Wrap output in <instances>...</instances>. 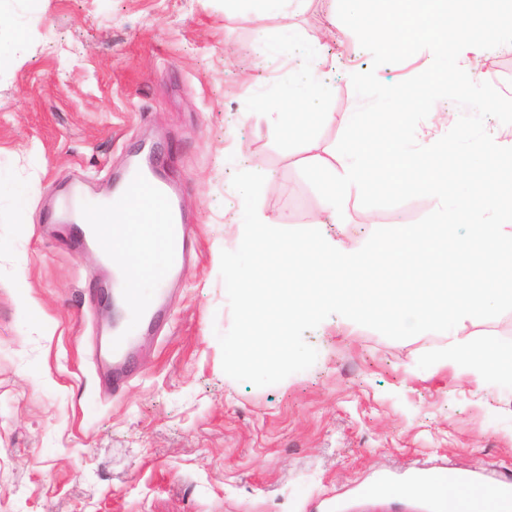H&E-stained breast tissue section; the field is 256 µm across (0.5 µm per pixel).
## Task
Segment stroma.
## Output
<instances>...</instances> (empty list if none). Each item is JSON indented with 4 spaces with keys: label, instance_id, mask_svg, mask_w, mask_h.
I'll return each mask as SVG.
<instances>
[{
    "label": "stroma",
    "instance_id": "obj_1",
    "mask_svg": "<svg viewBox=\"0 0 512 512\" xmlns=\"http://www.w3.org/2000/svg\"><path fill=\"white\" fill-rule=\"evenodd\" d=\"M337 4L293 0L272 57L257 47L256 0H0V512H425L411 493L357 490L383 474L404 485L419 463L512 472V392L417 366L446 334L392 340L332 315L305 334L311 368L266 387L224 374L220 258L243 208L233 174H264L263 222L300 223L320 208L307 157L345 163L351 74L393 85L433 59L373 67L350 29L332 32ZM310 48L329 58L324 73L299 70ZM292 79L335 84L307 107L336 121L288 143L259 103ZM143 142L160 146L195 236L116 392L94 359L111 334L94 298L106 273L58 203L79 187L106 194ZM436 206L371 210L352 193L336 242L361 248Z\"/></svg>",
    "mask_w": 512,
    "mask_h": 512
}]
</instances>
